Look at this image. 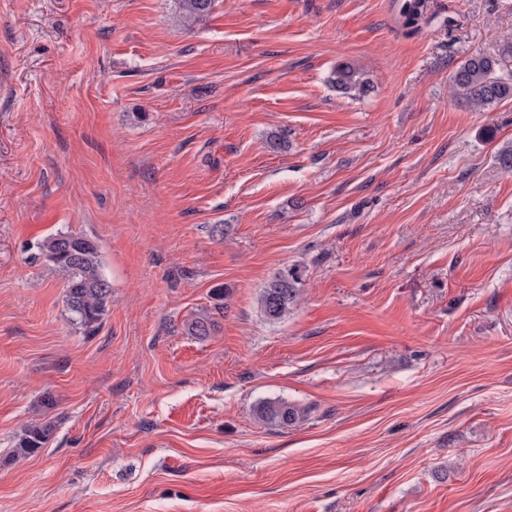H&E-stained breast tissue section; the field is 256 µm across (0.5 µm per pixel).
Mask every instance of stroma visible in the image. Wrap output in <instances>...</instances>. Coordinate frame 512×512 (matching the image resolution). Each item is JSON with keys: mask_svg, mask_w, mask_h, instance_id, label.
<instances>
[{"mask_svg": "<svg viewBox=\"0 0 512 512\" xmlns=\"http://www.w3.org/2000/svg\"><path fill=\"white\" fill-rule=\"evenodd\" d=\"M398 5L215 0L188 29L179 0H0V512H512V102L448 88L512 0H427L410 34ZM60 231L112 288L91 334L38 250ZM274 398L312 412L261 424ZM329 82L337 91L352 97L365 96L372 89L365 73L348 61L336 64L329 77ZM303 278L298 267L287 268L263 289L258 298L262 317L275 323L284 319L302 299ZM56 424L51 419L31 423L22 428L15 445V453L27 456L44 448L53 438Z\"/></svg>", "mask_w": 512, "mask_h": 512, "instance_id": "1", "label": "stroma"}]
</instances>
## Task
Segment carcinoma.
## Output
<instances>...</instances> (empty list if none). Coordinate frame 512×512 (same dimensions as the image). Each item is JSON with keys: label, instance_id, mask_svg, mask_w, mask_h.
I'll list each match as a JSON object with an SVG mask.
<instances>
[{"label": "carcinoma", "instance_id": "carcinoma-1", "mask_svg": "<svg viewBox=\"0 0 512 512\" xmlns=\"http://www.w3.org/2000/svg\"><path fill=\"white\" fill-rule=\"evenodd\" d=\"M214 0H180L182 22L191 26L208 15ZM426 0H405L399 11L401 26L408 32L418 29ZM330 84L337 91L362 97L372 89L365 73L348 61L336 64ZM451 96L475 110H485L512 100V47L497 54L475 53L462 61L449 79ZM40 255L65 278L66 304L72 321L86 333L95 332L109 311L112 288L106 279L98 246L84 234L57 232L39 244ZM302 271L292 267L282 271L263 289L258 298L262 317L275 323L284 319L302 299ZM218 322L202 312L187 324L190 334L205 338ZM310 408L284 399L258 404L255 419L264 425L292 427L305 421ZM56 424L41 420L22 428L15 453L27 456L45 447L53 438Z\"/></svg>", "mask_w": 512, "mask_h": 512}]
</instances>
